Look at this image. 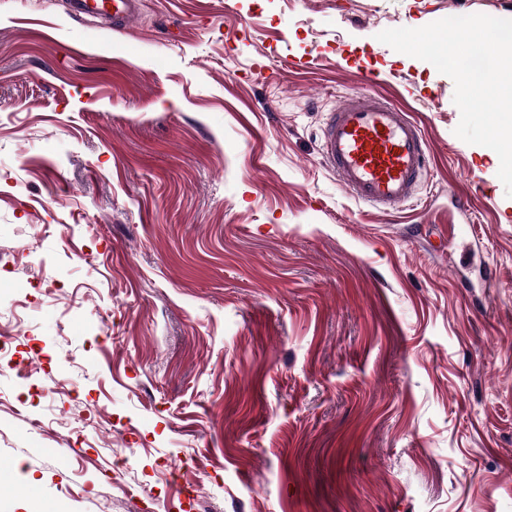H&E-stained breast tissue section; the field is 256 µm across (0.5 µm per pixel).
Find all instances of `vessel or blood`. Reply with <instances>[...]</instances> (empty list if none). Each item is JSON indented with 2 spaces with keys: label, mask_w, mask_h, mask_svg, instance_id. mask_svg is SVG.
Listing matches in <instances>:
<instances>
[{
  "label": "vessel or blood",
  "mask_w": 512,
  "mask_h": 512,
  "mask_svg": "<svg viewBox=\"0 0 512 512\" xmlns=\"http://www.w3.org/2000/svg\"><path fill=\"white\" fill-rule=\"evenodd\" d=\"M73 17H105L124 28L140 0H68ZM324 166L356 201L393 213L415 198L430 161L428 141L401 107L380 97L345 98L322 131Z\"/></svg>",
  "instance_id": "vessel-or-blood-1"
}]
</instances>
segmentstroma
<instances>
[{
    "label": "stroma",
    "mask_w": 512,
    "mask_h": 512,
    "mask_svg": "<svg viewBox=\"0 0 512 512\" xmlns=\"http://www.w3.org/2000/svg\"><path fill=\"white\" fill-rule=\"evenodd\" d=\"M451 13L512 0H0V512H512V197L377 38ZM359 89L430 148L388 216ZM70 13L75 18L106 17L112 20V29L125 28L139 14L140 0H68ZM321 157L349 195L383 215L415 198L430 161L428 141L409 114L371 96L347 97L328 113Z\"/></svg>",
    "instance_id": "35a3bbf8"
}]
</instances>
